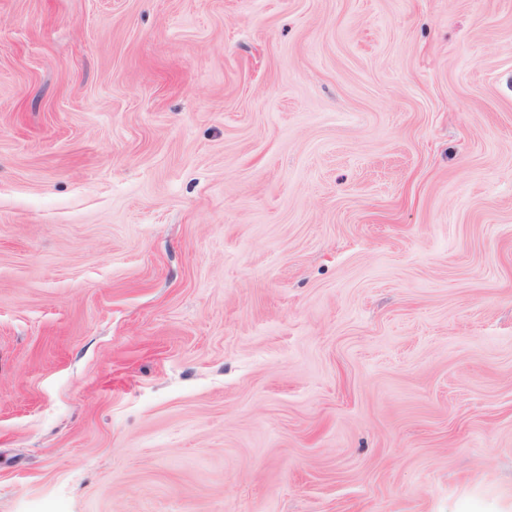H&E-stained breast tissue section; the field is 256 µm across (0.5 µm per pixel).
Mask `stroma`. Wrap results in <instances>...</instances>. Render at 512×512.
Here are the masks:
<instances>
[{"mask_svg":"<svg viewBox=\"0 0 512 512\" xmlns=\"http://www.w3.org/2000/svg\"><path fill=\"white\" fill-rule=\"evenodd\" d=\"M0 512H512V0H0Z\"/></svg>","mask_w":512,"mask_h":512,"instance_id":"1","label":"stroma"}]
</instances>
